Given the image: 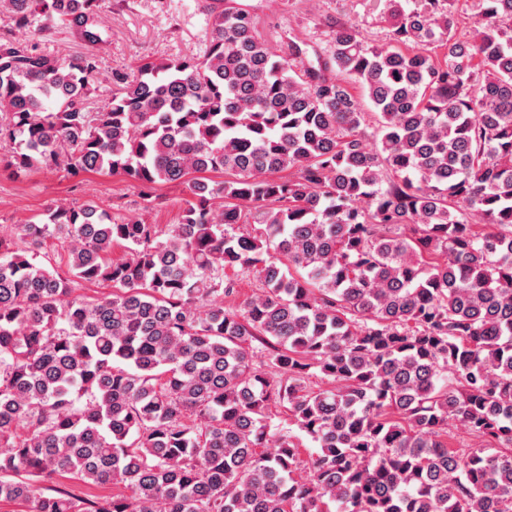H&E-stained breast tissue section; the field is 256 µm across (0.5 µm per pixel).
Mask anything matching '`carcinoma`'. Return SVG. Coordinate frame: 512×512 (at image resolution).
Returning a JSON list of instances; mask_svg holds the SVG:
<instances>
[{
  "label": "carcinoma",
  "mask_w": 512,
  "mask_h": 512,
  "mask_svg": "<svg viewBox=\"0 0 512 512\" xmlns=\"http://www.w3.org/2000/svg\"><path fill=\"white\" fill-rule=\"evenodd\" d=\"M4 2L17 30L85 45L0 37L6 166L190 199L165 233L60 203L0 236V502L512 512V0H481L470 37L456 0H388L389 43L349 19L314 61L241 4L200 53L111 72L100 107L98 0ZM48 239L66 269L37 260ZM227 269L257 281L241 312ZM274 408L317 445L309 462ZM450 419L476 447L450 446ZM58 473L124 492L39 487ZM15 35L35 43L40 49L55 55H66L77 51H84V45L72 33L66 30L49 29L37 33L15 31Z\"/></svg>",
  "instance_id": "cac0c4a2"
}]
</instances>
